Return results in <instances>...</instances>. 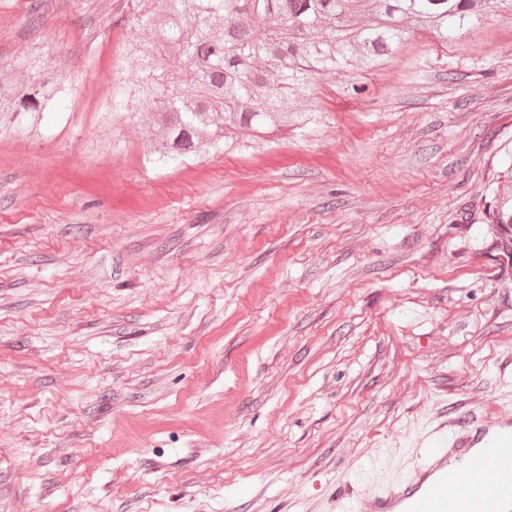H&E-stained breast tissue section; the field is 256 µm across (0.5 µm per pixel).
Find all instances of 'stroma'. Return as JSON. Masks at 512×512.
<instances>
[{
	"mask_svg": "<svg viewBox=\"0 0 512 512\" xmlns=\"http://www.w3.org/2000/svg\"><path fill=\"white\" fill-rule=\"evenodd\" d=\"M142 0H0V512H333L426 427L512 406V16L318 77V120L143 164ZM38 68L37 62L31 61L22 79L0 81L1 116L13 120L22 114L26 117L24 132L29 134L40 128L44 112H50L68 89L60 79L36 76ZM492 219V224H497L501 242L512 250V192L504 190L495 194Z\"/></svg>",
	"mask_w": 512,
	"mask_h": 512,
	"instance_id": "35a3bbf8",
	"label": "stroma"
}]
</instances>
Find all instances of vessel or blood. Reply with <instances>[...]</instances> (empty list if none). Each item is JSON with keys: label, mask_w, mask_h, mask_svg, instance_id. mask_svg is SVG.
<instances>
[{"label": "vessel or blood", "mask_w": 512, "mask_h": 512, "mask_svg": "<svg viewBox=\"0 0 512 512\" xmlns=\"http://www.w3.org/2000/svg\"><path fill=\"white\" fill-rule=\"evenodd\" d=\"M512 413L496 412L485 423L471 414L449 417L417 440L414 461L400 477L367 490L336 491V512H512ZM493 474L476 486L473 463Z\"/></svg>", "instance_id": "b4317fda"}]
</instances>
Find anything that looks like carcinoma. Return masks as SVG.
Instances as JSON below:
<instances>
[{
    "mask_svg": "<svg viewBox=\"0 0 512 512\" xmlns=\"http://www.w3.org/2000/svg\"><path fill=\"white\" fill-rule=\"evenodd\" d=\"M492 11L512 15V0H153L141 22L154 40L137 46L139 71L120 106L154 110L163 132L157 163L230 149L242 129L261 136L314 124L315 77L374 70L411 30L446 43L477 31ZM170 51L183 56L184 72L168 69ZM37 69L32 61L22 79L0 81V113L25 116L29 134L67 90ZM492 219L512 248V192L495 194Z\"/></svg>",
    "mask_w": 512,
    "mask_h": 512,
    "instance_id": "carcinoma-1",
    "label": "carcinoma"
}]
</instances>
